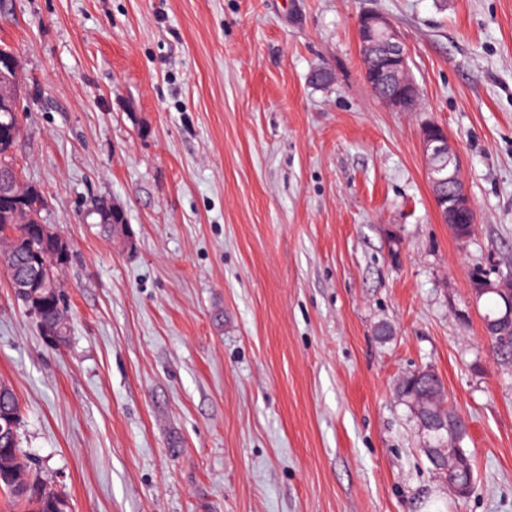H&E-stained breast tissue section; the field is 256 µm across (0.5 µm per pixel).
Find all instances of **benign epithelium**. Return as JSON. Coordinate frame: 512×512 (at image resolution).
<instances>
[{
  "label": "benign epithelium",
  "mask_w": 512,
  "mask_h": 512,
  "mask_svg": "<svg viewBox=\"0 0 512 512\" xmlns=\"http://www.w3.org/2000/svg\"><path fill=\"white\" fill-rule=\"evenodd\" d=\"M357 27L365 80L375 91L384 92L382 98L392 109L403 112L410 108L418 99V90L409 76L406 52L397 30L385 17L373 13L361 15ZM0 60L12 74L8 83H0V104L15 106L21 89L19 61L12 52L0 56ZM422 151L438 213L451 232L461 239V225L476 223V215L462 181L456 148L445 130L432 124L423 133ZM19 184L20 179L14 168L0 169V196L14 194ZM56 261L55 252L47 251L33 275L12 282L16 293L38 300L44 293L55 294ZM480 289L498 291L506 298L505 314L499 319L485 320V335L490 336L499 324L506 321L512 323V277L499 281L484 278L480 288L473 289V292Z\"/></svg>",
  "instance_id": "benign-epithelium-1"
}]
</instances>
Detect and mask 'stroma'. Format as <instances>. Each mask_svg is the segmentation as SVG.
<instances>
[{"label": "stroma", "mask_w": 512, "mask_h": 512, "mask_svg": "<svg viewBox=\"0 0 512 512\" xmlns=\"http://www.w3.org/2000/svg\"><path fill=\"white\" fill-rule=\"evenodd\" d=\"M367 12L404 41L414 111L364 78ZM0 46L12 163L70 248L57 345L0 267L31 479L68 512H512V363L470 279L512 272V0H0ZM430 124L465 240L435 208ZM425 367L467 421L465 497L397 393ZM1 58L5 68L11 72L12 78L7 84L0 83V104L2 106L12 104L17 108L21 89L19 61L12 52L5 53ZM15 107L7 110L0 109V166L11 165L9 154L20 136V127L15 116V112H17ZM12 125L14 133H12ZM422 151L440 217L455 236L467 238L461 235V224H465L464 232L472 235L476 215L462 181L460 158L454 144L442 127L432 124L423 133ZM437 158L442 163H433Z\"/></svg>", "instance_id": "obj_1"}]
</instances>
